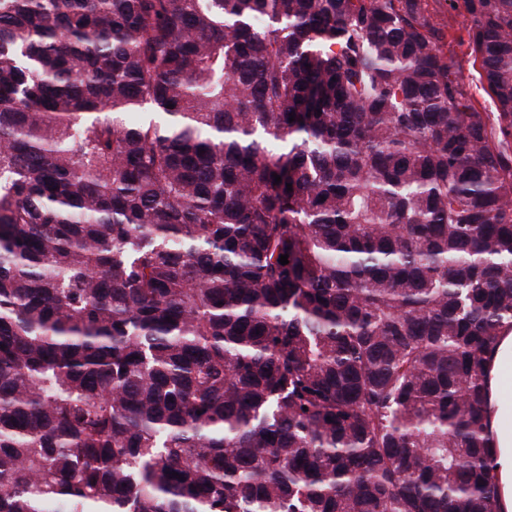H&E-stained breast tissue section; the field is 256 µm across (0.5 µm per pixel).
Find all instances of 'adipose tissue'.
<instances>
[{
  "label": "adipose tissue",
  "instance_id": "obj_1",
  "mask_svg": "<svg viewBox=\"0 0 512 512\" xmlns=\"http://www.w3.org/2000/svg\"><path fill=\"white\" fill-rule=\"evenodd\" d=\"M486 372V423L498 510L512 512V328L501 329L487 352Z\"/></svg>",
  "mask_w": 512,
  "mask_h": 512
}]
</instances>
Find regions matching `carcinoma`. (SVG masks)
<instances>
[{
  "instance_id": "carcinoma-1",
  "label": "carcinoma",
  "mask_w": 512,
  "mask_h": 512,
  "mask_svg": "<svg viewBox=\"0 0 512 512\" xmlns=\"http://www.w3.org/2000/svg\"><path fill=\"white\" fill-rule=\"evenodd\" d=\"M462 5L494 120L422 0H0V512H497L512 0Z\"/></svg>"
}]
</instances>
